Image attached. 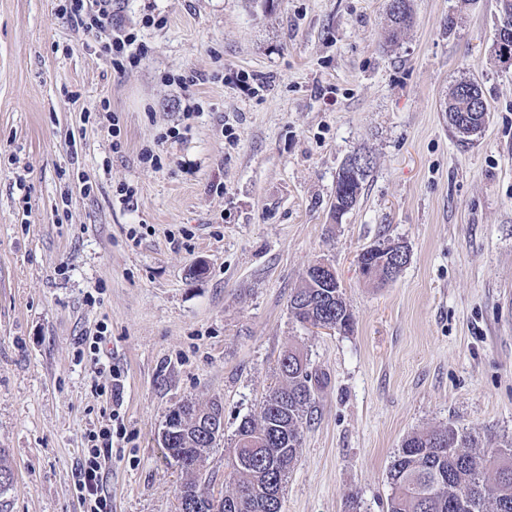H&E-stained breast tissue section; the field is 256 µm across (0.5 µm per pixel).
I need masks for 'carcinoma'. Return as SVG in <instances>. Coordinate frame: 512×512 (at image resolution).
Instances as JSON below:
<instances>
[{
    "instance_id": "obj_1",
    "label": "carcinoma",
    "mask_w": 512,
    "mask_h": 512,
    "mask_svg": "<svg viewBox=\"0 0 512 512\" xmlns=\"http://www.w3.org/2000/svg\"><path fill=\"white\" fill-rule=\"evenodd\" d=\"M402 3L401 13L388 11L389 43L397 42L412 20L411 0ZM444 111L451 129L463 137L477 134L486 121L484 115L469 126L456 120L464 106L455 86ZM370 172L369 164L356 176L339 168L336 198L357 202ZM289 311L301 325L315 318L348 331L353 324L343 290L326 287L309 271L293 292ZM278 371L281 383L272 389L259 417L242 420L235 433L226 458L233 489L224 494L222 512H282L283 490L298 460L304 420L314 397L310 363L300 353L288 351ZM221 407L217 401L205 406L184 403L166 417L162 445L185 474L178 512H214L211 480L200 478L198 471L224 437V429L207 426L210 413ZM388 481L387 512H512V442L491 448L451 426L413 433L394 454ZM13 487V468L0 448V512H8Z\"/></svg>"
}]
</instances>
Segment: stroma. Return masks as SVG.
Masks as SVG:
<instances>
[{"label":"stroma","mask_w":512,"mask_h":512,"mask_svg":"<svg viewBox=\"0 0 512 512\" xmlns=\"http://www.w3.org/2000/svg\"><path fill=\"white\" fill-rule=\"evenodd\" d=\"M63 0H0V448L11 512H84L76 470L111 424L112 512H177L183 474L161 432L184 401H220L226 443L257 417L282 355L318 382L282 512H385L403 440L448 425L512 440V61L498 0H117L148 56L115 71L108 33ZM195 77L181 90L175 76ZM478 83L489 118L449 128L442 102ZM109 105L122 148L96 114ZM179 137H168L170 127ZM160 158L143 163L144 149ZM372 169L333 215L336 174ZM132 187L130 203L117 189ZM401 242L393 282L361 251ZM336 270L350 331L305 328L288 302ZM201 276H193L197 265ZM107 325L114 407L88 340ZM411 0H402L403 10L400 15L395 14L389 7H387V13L390 20V27L387 34V42L395 43L399 40L404 30L409 26L412 20V5Z\"/></svg>","instance_id":"35a3bbf8"}]
</instances>
